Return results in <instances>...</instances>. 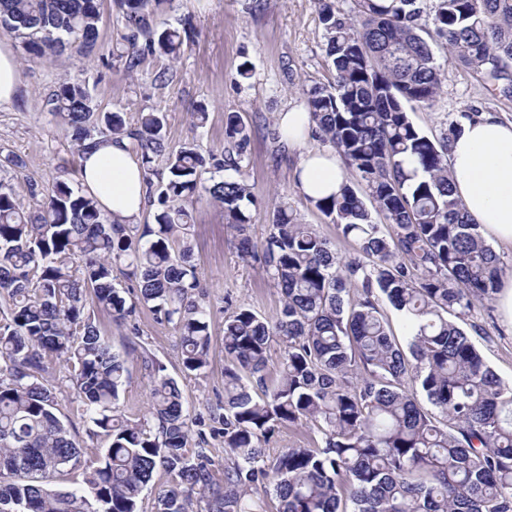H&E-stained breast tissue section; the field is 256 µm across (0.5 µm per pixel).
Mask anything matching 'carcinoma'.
I'll return each mask as SVG.
<instances>
[{
	"label": "carcinoma",
	"instance_id": "1",
	"mask_svg": "<svg viewBox=\"0 0 512 512\" xmlns=\"http://www.w3.org/2000/svg\"><path fill=\"white\" fill-rule=\"evenodd\" d=\"M155 0H115L126 21L120 54L134 70L147 54L174 59L178 28L153 30ZM333 80L306 90L319 138L331 144L363 182L309 200L352 238L359 256L341 260L311 224L278 207L262 243L251 234L254 199L241 178L211 179L207 167L241 170L249 134L239 116L225 120L227 146L203 155L188 143L168 149L166 115L94 112L86 87L62 80L50 112L77 150L104 137H127L151 176L165 154L152 224H122L98 200L57 179L25 213L13 187L0 181V512H141L142 495L163 470L168 489L154 512H264L258 491L275 495L278 512H512V385L484 363L459 317L499 292L503 264L480 225L454 196L448 141L418 129L406 104L429 106L441 87L440 64L421 35L427 25L448 48V62L472 69L512 94V0H356L350 17L336 0H317ZM101 0H0V29L26 53L47 60L70 48L93 52ZM145 37L139 45V36ZM203 189L224 207L241 259H259L283 295L269 320L238 307L224 320L223 411L193 427L177 381L142 344L151 378L148 409L118 410L127 360L100 335L88 297L116 321L138 307L174 324L185 376L208 365L207 311L193 257L188 206ZM389 224L384 233L365 201ZM138 285L127 301L114 267ZM361 297L350 298L353 288ZM401 317L405 336L387 327L379 302ZM283 345L279 377L268 373V349ZM66 368L80 408L102 442L82 479H60L82 467L92 446L61 419L49 382ZM422 395L437 410H424ZM303 424L321 445L268 450L285 426ZM224 442L215 476L207 436Z\"/></svg>",
	"mask_w": 512,
	"mask_h": 512
}]
</instances>
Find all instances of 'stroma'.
<instances>
[{
  "label": "stroma",
  "instance_id": "obj_1",
  "mask_svg": "<svg viewBox=\"0 0 512 512\" xmlns=\"http://www.w3.org/2000/svg\"><path fill=\"white\" fill-rule=\"evenodd\" d=\"M102 13L97 45L87 56L67 51L47 61L32 60L13 36L0 33V42L13 48L23 85L20 104L0 108V157L19 159L18 165L0 170V179L13 186L24 211L35 208L30 186L45 192L60 176L72 186L80 184L78 155L48 105L59 82L71 79L86 86L99 111L121 112L130 121L141 112L165 113L167 141L173 149L192 142L204 153L220 151L225 117L237 113L250 135L241 175L255 198L253 237L264 240L276 206L285 202L302 223L314 225L339 256H356L354 241L343 236L332 218L310 205L299 189L295 170L300 149L279 138L280 112L305 103V89L332 76L317 0H166L153 15L154 28L187 20L194 35L185 41L176 60L149 55L132 72L118 56L120 38L126 32L121 12L113 0H103ZM431 47L442 70L440 93L432 107H407L413 123L427 136L441 138L461 119L483 112L512 119V98L501 97L480 75L450 63L440 42H432ZM245 61L251 64L247 79L238 74ZM201 106L208 112V121L198 127L191 114ZM190 214L211 335L209 365L201 375L184 376L177 329L157 320L149 309H137L119 324L97 302H90L89 308L115 351L124 352L133 341L144 344L178 381L191 417L205 420L224 399L228 310L242 305L272 318L282 306V297L259 261L239 259L235 232L221 206L202 193L194 198ZM456 323L484 362L503 382L512 384V323L505 320L498 302L476 304ZM128 366L129 378L118 405L126 415L137 416L147 407L150 379L136 357H129Z\"/></svg>",
  "mask_w": 512,
  "mask_h": 512
}]
</instances>
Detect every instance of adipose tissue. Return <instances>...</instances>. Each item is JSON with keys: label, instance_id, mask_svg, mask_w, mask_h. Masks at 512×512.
Here are the masks:
<instances>
[{"label": "adipose tissue", "instance_id": "1", "mask_svg": "<svg viewBox=\"0 0 512 512\" xmlns=\"http://www.w3.org/2000/svg\"><path fill=\"white\" fill-rule=\"evenodd\" d=\"M448 156L456 198L487 238L512 245V120L488 113L462 119ZM79 179L103 212L120 223H137L148 206L146 173L128 139L89 144L79 158ZM296 181L310 198L338 193L343 174L335 152L305 150Z\"/></svg>", "mask_w": 512, "mask_h": 512}]
</instances>
